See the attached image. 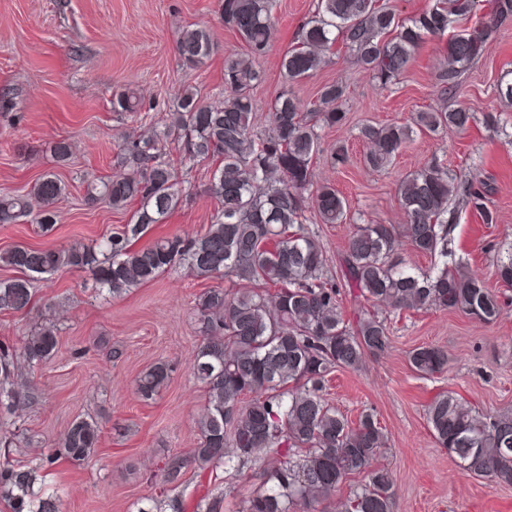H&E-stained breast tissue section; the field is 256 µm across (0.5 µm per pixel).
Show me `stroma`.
Returning <instances> with one entry per match:
<instances>
[{"mask_svg":"<svg viewBox=\"0 0 512 512\" xmlns=\"http://www.w3.org/2000/svg\"><path fill=\"white\" fill-rule=\"evenodd\" d=\"M315 6L316 0H276L273 37L253 91L258 129H267L281 93L293 91L305 106L322 84L343 83L348 121L321 135L327 147L345 142L347 160L334 166L321 159L314 168L317 181L334 186L352 213L368 223H402L398 181L431 160L490 177L496 223H482L465 209L452 237L470 273L491 280L494 244L512 239V103L497 91L500 80L512 75V18L468 72L460 96L444 100L471 103L477 122L464 131L416 133L393 165L377 172L361 163L365 145L359 126L407 124L415 113L439 107L444 101L435 73L445 42L427 39L410 68L386 85L358 69L337 44L313 77L292 84L282 59ZM198 25L212 31L214 50L204 66L190 69L175 47L185 30ZM244 51L238 34L225 26L218 0H0V89L12 92L9 107H0V193H28L49 170L67 189L56 204L51 234L26 221L0 225V253L18 245L60 249L128 223L131 210L85 205L84 178L118 174L115 137L163 123L183 88H196L208 101L223 99L224 57ZM117 89L139 97L141 112L114 111ZM60 140L72 145L64 164L53 154ZM187 179L191 203L150 226L140 245L201 233L211 223L218 203L206 192L207 166H195ZM218 284L176 267L112 298L95 295L90 273L64 267L36 283L28 313L0 312L3 344L20 345L30 327L47 316L59 328L55 355L28 374L35 400L16 422H0L1 430L20 427L33 438L18 461L27 464L48 453L75 416L88 414L100 423L101 442L87 464L59 460L46 471L45 486L60 496L62 512H138L148 496L159 494L165 460L188 457L195 447L194 419L205 392L192 374L199 342L194 306L205 289ZM504 293L505 304L491 324L440 309L400 314L392 320L389 352L367 360L361 370L333 373L325 392L329 403L352 420L364 411L374 413L388 433L378 462L393 478V512H512V486L461 470L437 445L426 418L427 404L443 391L458 393L485 413L512 412V287ZM419 346L445 350L447 369L431 376L414 371L408 353ZM159 361L170 365V381L154 403H142L134 380ZM248 472L244 480L230 470L213 475L187 468L175 491L182 512H203L216 498L223 501L221 512H238L262 484L256 467Z\"/></svg>","mask_w":512,"mask_h":512,"instance_id":"obj_1","label":"stroma"}]
</instances>
